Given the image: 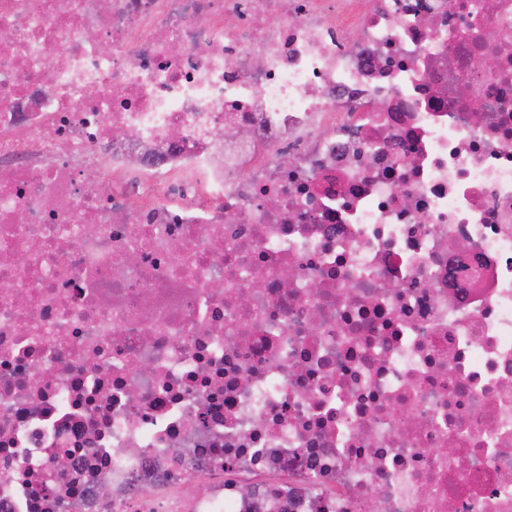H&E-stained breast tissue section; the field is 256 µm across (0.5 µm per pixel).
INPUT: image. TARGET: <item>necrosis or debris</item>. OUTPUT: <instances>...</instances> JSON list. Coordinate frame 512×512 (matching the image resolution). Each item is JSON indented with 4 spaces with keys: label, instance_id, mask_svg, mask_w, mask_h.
I'll use <instances>...</instances> for the list:
<instances>
[{
    "label": "necrosis or debris",
    "instance_id": "obj_1",
    "mask_svg": "<svg viewBox=\"0 0 512 512\" xmlns=\"http://www.w3.org/2000/svg\"><path fill=\"white\" fill-rule=\"evenodd\" d=\"M1 30L0 512H512V0Z\"/></svg>",
    "mask_w": 512,
    "mask_h": 512
}]
</instances>
